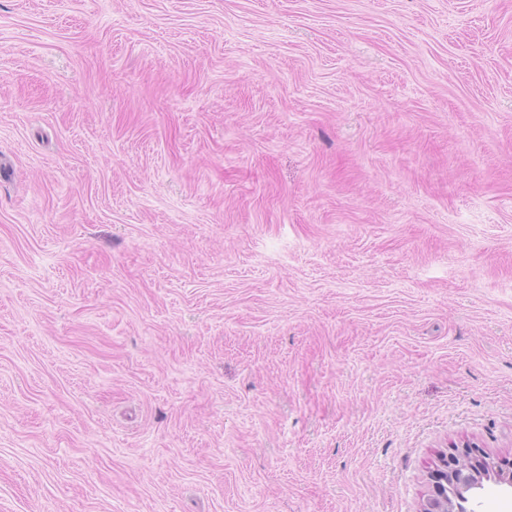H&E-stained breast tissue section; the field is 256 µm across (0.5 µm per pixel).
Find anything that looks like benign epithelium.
I'll use <instances>...</instances> for the list:
<instances>
[{
  "instance_id": "obj_1",
  "label": "benign epithelium",
  "mask_w": 512,
  "mask_h": 512,
  "mask_svg": "<svg viewBox=\"0 0 512 512\" xmlns=\"http://www.w3.org/2000/svg\"><path fill=\"white\" fill-rule=\"evenodd\" d=\"M486 467L492 470L496 480L512 487V460L509 458L490 463L472 445L450 455H440L438 464L430 472L431 491L421 512H456L460 503L469 500L465 493L479 486Z\"/></svg>"
}]
</instances>
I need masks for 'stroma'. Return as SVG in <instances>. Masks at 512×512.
<instances>
[{
    "mask_svg": "<svg viewBox=\"0 0 512 512\" xmlns=\"http://www.w3.org/2000/svg\"><path fill=\"white\" fill-rule=\"evenodd\" d=\"M0 159V512L512 459V0H0Z\"/></svg>",
    "mask_w": 512,
    "mask_h": 512,
    "instance_id": "1",
    "label": "stroma"
}]
</instances>
